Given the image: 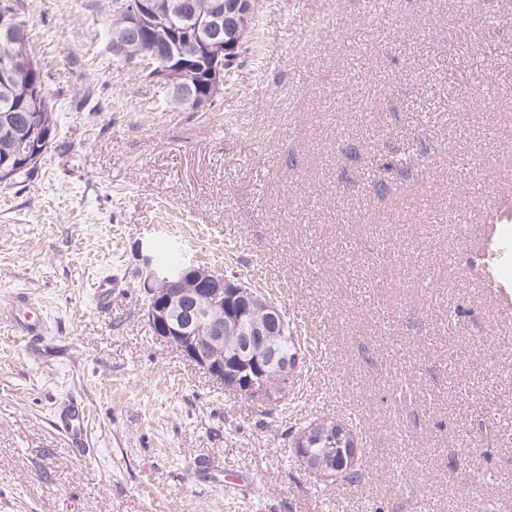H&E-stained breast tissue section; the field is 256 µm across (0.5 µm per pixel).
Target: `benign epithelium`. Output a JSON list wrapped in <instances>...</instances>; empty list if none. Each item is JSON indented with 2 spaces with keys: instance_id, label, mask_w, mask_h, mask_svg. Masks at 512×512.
I'll use <instances>...</instances> for the list:
<instances>
[{
  "instance_id": "7a95c632",
  "label": "benign epithelium",
  "mask_w": 512,
  "mask_h": 512,
  "mask_svg": "<svg viewBox=\"0 0 512 512\" xmlns=\"http://www.w3.org/2000/svg\"><path fill=\"white\" fill-rule=\"evenodd\" d=\"M175 0H127L112 23V43L123 44L142 28L164 25ZM258 0H219L209 11L194 12L195 34L170 33L162 47L143 49L140 64L147 70L167 54L200 56L216 101L224 94L228 62L249 41ZM185 102L190 97L180 66L165 65L154 74ZM140 287L145 296L146 322L152 334L169 342L205 370L214 383L261 407L272 408L288 395L289 380L300 358L280 359L265 348L270 333L285 334L288 323L280 309L259 291L193 260L177 272H163L150 258L143 259ZM236 344L224 355V339ZM320 421L292 436L291 447L301 467L329 479H343V469L329 460L306 454V442Z\"/></svg>"
}]
</instances>
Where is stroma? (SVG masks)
<instances>
[{
  "label": "stroma",
  "instance_id": "obj_1",
  "mask_svg": "<svg viewBox=\"0 0 512 512\" xmlns=\"http://www.w3.org/2000/svg\"><path fill=\"white\" fill-rule=\"evenodd\" d=\"M14 4L58 134L0 186V512H512V312L471 288L484 209H461L468 178L512 192V0H260L208 112L113 58L106 0ZM169 241L307 336L279 418L149 331L138 254ZM71 397L93 454L55 428ZM318 417L356 435L358 487L292 457ZM415 146V148H414ZM428 153V145L422 139H418L415 144H413L412 155L409 156V162L406 159H403L402 156L392 157V159L387 160L381 165V169L385 172L382 175L381 179L376 184V191L378 195H384L392 188V182L388 180L389 175L395 174L392 177V180H404L409 178L412 174V168L414 166V159H418V157H424ZM415 157V158H414ZM395 178V179H393Z\"/></svg>",
  "mask_w": 512,
  "mask_h": 512
}]
</instances>
